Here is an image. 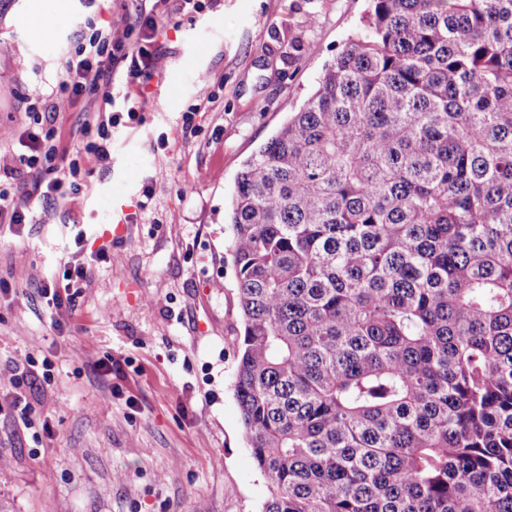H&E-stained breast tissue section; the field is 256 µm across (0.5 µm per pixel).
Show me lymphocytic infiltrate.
<instances>
[{
  "label": "lymphocytic infiltrate",
  "mask_w": 512,
  "mask_h": 512,
  "mask_svg": "<svg viewBox=\"0 0 512 512\" xmlns=\"http://www.w3.org/2000/svg\"><path fill=\"white\" fill-rule=\"evenodd\" d=\"M147 0H136L134 12L124 14L119 27L89 28L81 32L72 52L66 53L63 76L56 91L46 93L35 87L28 91L27 109L31 125L26 134L25 153L19 157V166L0 181V223L28 224L33 212L26 202L17 198L14 182L34 179L43 200L77 206L84 179L88 175L87 161L107 166L112 158V130L123 124L142 121L140 86L158 74L163 52L157 43L158 24L155 9ZM123 79L126 90L114 96L116 79ZM94 90L101 103L85 129L95 132L92 141L76 146L71 158L58 152L56 121L58 100L77 96L85 90ZM73 257L64 267L62 282H49L43 288L58 316L73 313L71 291L75 285L88 282L92 264L105 259L107 247L86 252L84 237L74 240Z\"/></svg>",
  "instance_id": "obj_1"
}]
</instances>
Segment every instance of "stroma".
<instances>
[{
    "label": "stroma",
    "instance_id": "35a3bbf8",
    "mask_svg": "<svg viewBox=\"0 0 512 512\" xmlns=\"http://www.w3.org/2000/svg\"><path fill=\"white\" fill-rule=\"evenodd\" d=\"M45 4L0 0V169L17 164L27 90L60 81L65 42L122 16L118 0ZM367 8L214 0L180 18L158 5L162 71L148 82L141 124L113 128L110 169L93 170L73 209L20 183L34 221L0 224V512H261L269 484L235 395L243 324L225 211L244 162L313 94ZM52 21L59 43L28 39ZM99 101L60 100L61 149ZM79 235L108 257L94 262L59 331L42 288L61 281ZM28 357L52 365L24 390L53 434L38 450L8 407L11 370ZM105 359L112 375L95 367Z\"/></svg>",
    "mask_w": 512,
    "mask_h": 512
}]
</instances>
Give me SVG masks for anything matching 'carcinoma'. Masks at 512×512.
<instances>
[{
  "label": "carcinoma",
  "mask_w": 512,
  "mask_h": 512,
  "mask_svg": "<svg viewBox=\"0 0 512 512\" xmlns=\"http://www.w3.org/2000/svg\"><path fill=\"white\" fill-rule=\"evenodd\" d=\"M230 208L262 512H512V0H371Z\"/></svg>",
  "instance_id": "obj_1"
}]
</instances>
